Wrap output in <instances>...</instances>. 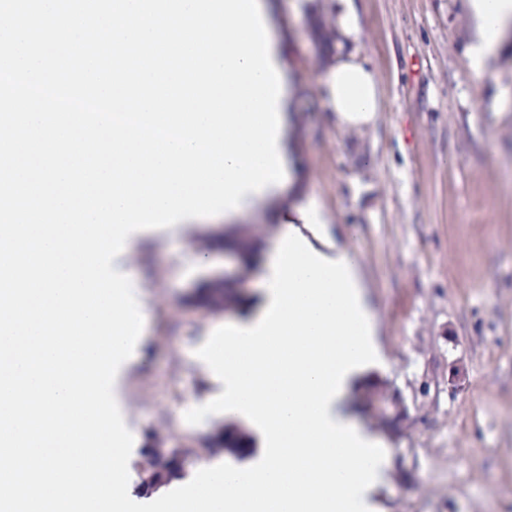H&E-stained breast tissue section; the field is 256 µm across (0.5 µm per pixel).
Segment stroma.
Masks as SVG:
<instances>
[{
  "instance_id": "stroma-1",
  "label": "stroma",
  "mask_w": 512,
  "mask_h": 512,
  "mask_svg": "<svg viewBox=\"0 0 512 512\" xmlns=\"http://www.w3.org/2000/svg\"><path fill=\"white\" fill-rule=\"evenodd\" d=\"M293 93L301 190L326 214L331 244L353 253L387 366L408 419L400 437L379 412L359 413L385 444L384 512H512V45L483 72L469 58L464 0H350L360 30L348 44L381 91L375 124L339 129L324 102L330 66L311 14L334 0H271ZM293 200L272 199L234 224H177L141 239L116 266L150 316L143 350L123 384L127 423L156 429L189 453L186 478L221 457L204 440L225 421L184 420L223 391L195 357L209 332L248 318L261 266L236 272L202 246L230 231L274 247ZM239 273L249 305H190L197 282Z\"/></svg>"
}]
</instances>
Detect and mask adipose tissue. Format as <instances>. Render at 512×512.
Here are the masks:
<instances>
[{
  "label": "adipose tissue",
  "instance_id": "obj_1",
  "mask_svg": "<svg viewBox=\"0 0 512 512\" xmlns=\"http://www.w3.org/2000/svg\"><path fill=\"white\" fill-rule=\"evenodd\" d=\"M474 27L470 54L475 70H484L512 41V0H466ZM325 101L346 131H363L380 109V91L370 68L355 54L339 52L323 85Z\"/></svg>",
  "mask_w": 512,
  "mask_h": 512
}]
</instances>
